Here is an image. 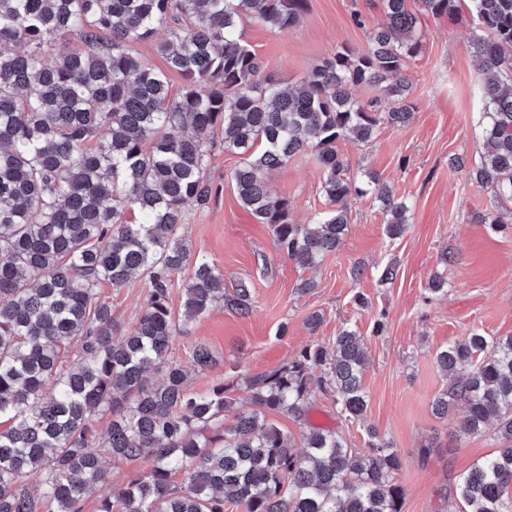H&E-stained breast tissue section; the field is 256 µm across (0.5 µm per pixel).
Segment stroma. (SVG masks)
<instances>
[{"instance_id":"obj_1","label":"stroma","mask_w":512,"mask_h":512,"mask_svg":"<svg viewBox=\"0 0 512 512\" xmlns=\"http://www.w3.org/2000/svg\"><path fill=\"white\" fill-rule=\"evenodd\" d=\"M357 11L364 26L352 20ZM380 19L379 0H309L307 13L287 33H271L249 19L240 30L265 75L292 85L340 46L366 49ZM419 34L421 49L407 71L415 104L410 124L381 127L365 144L348 139L336 144L355 175L378 172L398 195L413 201L405 234L389 238L372 199L353 198L348 231L336 252L315 268H300L276 249L270 229L241 206L228 179L240 155L214 143L206 173L211 195L206 202L186 204L182 232L194 257L207 256L221 268L226 287L242 279L251 283L253 312L242 318L222 307L213 310L192 325L190 335L175 338V356L191 371L190 390L203 392L234 374L278 368L309 342L332 345L342 327L357 328L369 353L364 422L340 417L331 393L320 390L311 395L307 417L274 413L271 421L298 449L313 425L335 429L361 453L369 450L370 432H377L402 459V512H459V501L450 495L459 474L497 446L492 431L459 439L454 420L434 416L432 401L449 379L433 354L475 329L491 337L512 336V228L478 223L477 215L492 208L490 188L448 168L449 156L463 155L475 164L485 151L481 75L470 48L477 30L466 22L424 16ZM323 181V170L306 155L292 157L270 176L272 191L288 198L298 224L326 209ZM446 251L456 257L447 266L440 261ZM390 263L399 274L385 284L380 272ZM438 273L447 276L448 291L432 296L427 285ZM304 280L314 286L302 293L297 286ZM147 288L143 276L121 288H102L123 328L135 323ZM314 312L322 323L313 331L306 318ZM198 344L207 345L215 360L203 371L192 356ZM149 468L146 459L107 463L104 483L84 501L82 512H98L103 497Z\"/></svg>"}]
</instances>
